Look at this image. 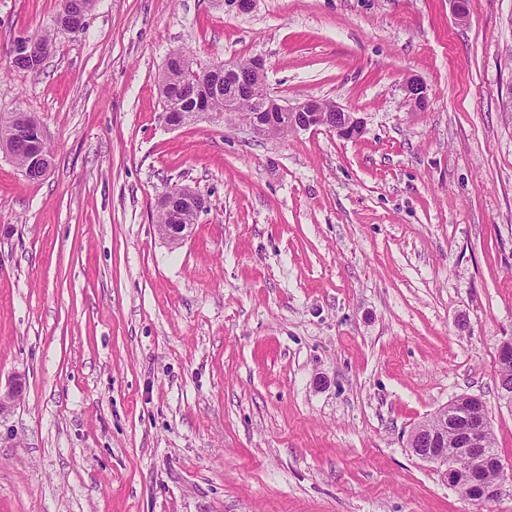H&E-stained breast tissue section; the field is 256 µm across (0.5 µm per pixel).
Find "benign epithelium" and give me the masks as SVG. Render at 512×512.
<instances>
[{"label":"benign epithelium","mask_w":512,"mask_h":512,"mask_svg":"<svg viewBox=\"0 0 512 512\" xmlns=\"http://www.w3.org/2000/svg\"><path fill=\"white\" fill-rule=\"evenodd\" d=\"M406 93L417 109L427 103V88L415 79L406 82ZM243 99L232 97L224 101V114L202 110L194 114L197 121L215 120L221 116L237 114ZM255 108L273 112L271 120L284 118L283 125L288 131L296 133L319 127H325L341 139H352L364 131V119L339 105L322 107L315 99H308L293 106L278 103L270 96L251 101ZM33 136L30 139L32 160L37 163H51L47 153L42 127L32 124ZM203 208L199 195L188 188L174 187L160 201V210L168 218V223L157 225L159 236L174 243L186 236L188 225L181 223L182 213L186 210L196 212ZM25 389V382L17 377L0 391V414L9 410L17 402ZM474 410L448 412L444 406L434 413L432 419L439 422L434 429L422 423L413 429L407 440L412 455L424 463L440 469L443 478L451 487L464 485L470 492V500L481 504L496 500L502 493L503 482L507 477L505 466L496 452L487 448L490 422L484 401L479 396H470ZM453 438H448V433Z\"/></svg>","instance_id":"7a95c632"}]
</instances>
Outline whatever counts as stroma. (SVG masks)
Segmentation results:
<instances>
[{
	"mask_svg": "<svg viewBox=\"0 0 512 512\" xmlns=\"http://www.w3.org/2000/svg\"><path fill=\"white\" fill-rule=\"evenodd\" d=\"M62 6L0 0V115L52 153L32 179L0 149V385L25 380L0 512H512V484L475 503L407 448L474 394L512 468V0H97L77 31ZM177 49L262 58L280 104L365 130L168 129ZM174 186L206 201L179 244ZM203 206L201 197L192 190L184 187L172 188L160 201V210L167 215L169 224H166V217L160 212L157 224L159 236L171 243L182 241L188 230L186 224H190V226L195 224L198 214L189 211L184 224H180L182 213L185 210L199 212Z\"/></svg>",
	"mask_w": 512,
	"mask_h": 512,
	"instance_id": "obj_1",
	"label": "stroma"
}]
</instances>
